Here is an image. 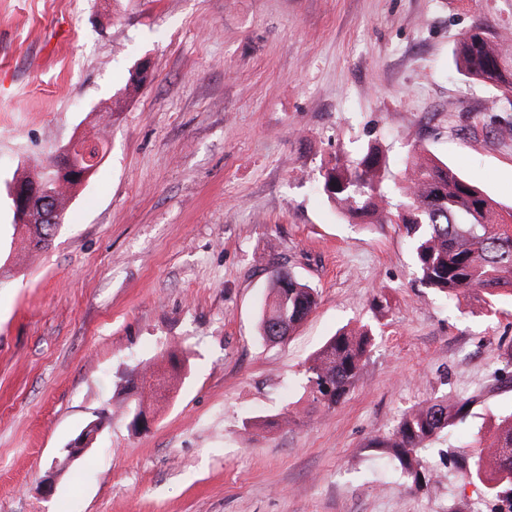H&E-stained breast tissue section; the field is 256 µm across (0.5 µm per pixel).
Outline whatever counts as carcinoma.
<instances>
[{
	"label": "carcinoma",
	"mask_w": 512,
	"mask_h": 512,
	"mask_svg": "<svg viewBox=\"0 0 512 512\" xmlns=\"http://www.w3.org/2000/svg\"><path fill=\"white\" fill-rule=\"evenodd\" d=\"M458 70L468 78L493 87L512 88V46L481 28L461 35L454 51ZM387 168L382 155L369 150L356 163L338 164L324 174L323 192L349 214L371 224H399L409 239L419 281L448 300L470 294L493 304L501 292L512 291V210L502 214L499 204L485 191L463 178L446 163L423 152L411 156L401 200L393 204L387 189ZM79 183L66 180L48 184L59 213ZM29 250L49 246L57 224H15ZM269 301L261 311L260 336L282 343L318 305V292L283 267L270 273ZM371 343V330L340 331L313 355L306 368L307 387L313 401L327 409L336 407L353 389ZM477 402L475 397L445 395L406 411L385 437L370 447L397 463L403 478L417 489L429 485L420 452L434 438L464 421ZM489 447L460 457L458 468L469 482L498 496L512 494V410L497 416Z\"/></svg>",
	"instance_id": "obj_1"
}]
</instances>
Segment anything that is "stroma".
Here are the masks:
<instances>
[{
    "mask_svg": "<svg viewBox=\"0 0 512 512\" xmlns=\"http://www.w3.org/2000/svg\"><path fill=\"white\" fill-rule=\"evenodd\" d=\"M475 26L512 43V0H0V512H512L439 455L512 408V295L447 301L397 225L322 190L371 146L403 181L417 146L512 208V106L455 66ZM108 110L103 162L17 262L7 184ZM276 264L319 291L283 343L258 332ZM364 324L355 387L317 405L309 358ZM171 349L186 374L134 432L125 380ZM445 393L477 402L419 490L370 442ZM89 425L84 428L64 449V463L69 464L81 459L90 449L93 441L102 430L98 427V420L88 421Z\"/></svg>",
    "mask_w": 512,
    "mask_h": 512,
    "instance_id": "obj_1",
    "label": "stroma"
}]
</instances>
